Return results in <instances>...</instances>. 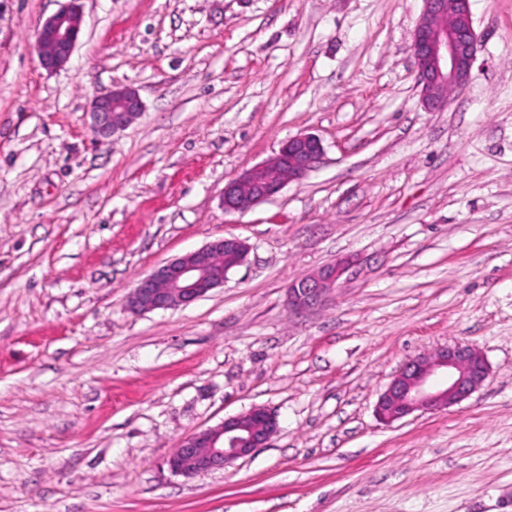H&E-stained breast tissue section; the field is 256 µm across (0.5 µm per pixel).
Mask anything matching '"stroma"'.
<instances>
[{
  "mask_svg": "<svg viewBox=\"0 0 512 512\" xmlns=\"http://www.w3.org/2000/svg\"><path fill=\"white\" fill-rule=\"evenodd\" d=\"M0 0V512H512V0H471L467 88L424 108L423 0H80L49 71L39 23ZM143 102L99 141L86 107ZM311 133L302 180L244 212L224 185ZM250 246L223 287L135 314L166 262ZM357 266L294 314L290 282ZM457 341L490 374L386 425L400 365ZM255 406L266 447L173 475L186 435ZM141 110L137 88L130 84L112 86L89 101L90 130L96 138L110 137L127 128Z\"/></svg>",
  "mask_w": 512,
  "mask_h": 512,
  "instance_id": "1",
  "label": "stroma"
}]
</instances>
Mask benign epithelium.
I'll list each match as a JSON object with an SVG mask.
<instances>
[{"instance_id":"1","label":"benign epithelium","mask_w":512,"mask_h":512,"mask_svg":"<svg viewBox=\"0 0 512 512\" xmlns=\"http://www.w3.org/2000/svg\"><path fill=\"white\" fill-rule=\"evenodd\" d=\"M77 0L47 17L37 30V51L47 70L64 67L82 33ZM477 35L470 0H423L411 51L424 106H446L452 91L464 90L472 79ZM142 110L138 89L116 85L88 104L93 135L110 137L127 128ZM323 154L321 140L309 133L288 138L270 161L246 170L224 186V211H244L303 179ZM248 244L224 237L175 258L141 279L128 297L132 312L187 306L224 286L226 271L241 266ZM354 261L339 260L288 284V308L294 312L325 304L339 281L352 274ZM489 375L483 354L464 342L438 348L407 360L379 395L377 418L390 425L416 411L434 412L468 399ZM279 430L277 416L255 406L219 425L182 438L168 458L169 470L187 478L222 470L267 445Z\"/></svg>"}]
</instances>
